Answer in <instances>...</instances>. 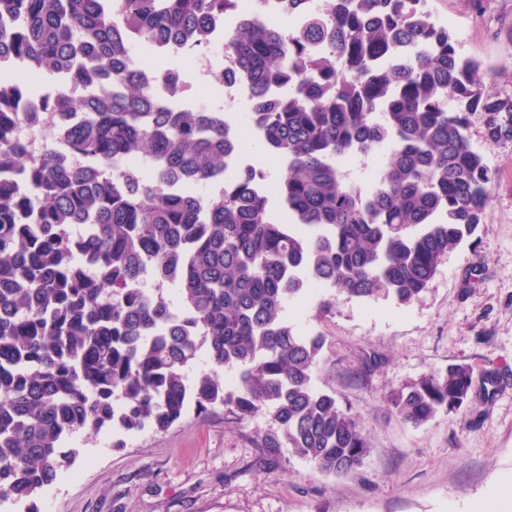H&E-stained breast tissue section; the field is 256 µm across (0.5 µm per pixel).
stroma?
<instances>
[{"label": "stroma", "mask_w": 512, "mask_h": 512, "mask_svg": "<svg viewBox=\"0 0 512 512\" xmlns=\"http://www.w3.org/2000/svg\"><path fill=\"white\" fill-rule=\"evenodd\" d=\"M463 56L482 64L490 95L512 97V0H429ZM471 141L499 178L483 224L444 257L414 302L338 298L302 310L324 336L316 387L334 393L364 428L371 453L358 470L327 476L283 450L256 446L269 415L236 422L224 409L189 412L168 430L81 435L71 466L34 500L37 512H512L496 494L512 482V141L486 145L480 113ZM465 363L476 378L461 413L413 427L388 407L391 387ZM508 379L485 387L484 370Z\"/></svg>", "instance_id": "stroma-1"}]
</instances>
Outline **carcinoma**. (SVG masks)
<instances>
[{"mask_svg":"<svg viewBox=\"0 0 512 512\" xmlns=\"http://www.w3.org/2000/svg\"><path fill=\"white\" fill-rule=\"evenodd\" d=\"M240 0H0V502L31 500L69 465L64 441L112 428L163 431L189 408L223 407L258 436L327 476L370 446L350 410L314 378L325 339L293 305L322 288L357 299H417L440 261L482 223L498 171L468 134L481 112L490 145L512 141V97L484 95L428 0H288L289 38ZM249 89L256 152L281 163L267 184L247 157L230 165L236 120L220 107L159 104L131 49L209 40ZM66 73L102 94L44 98L72 118L68 167L28 156L17 101ZM383 157L370 187L345 162ZM156 288H143L147 279ZM204 352L209 369L188 375ZM465 364L393 387L387 403L420 427L471 399Z\"/></svg>","mask_w":512,"mask_h":512,"instance_id":"carcinoma-1","label":"carcinoma"}]
</instances>
